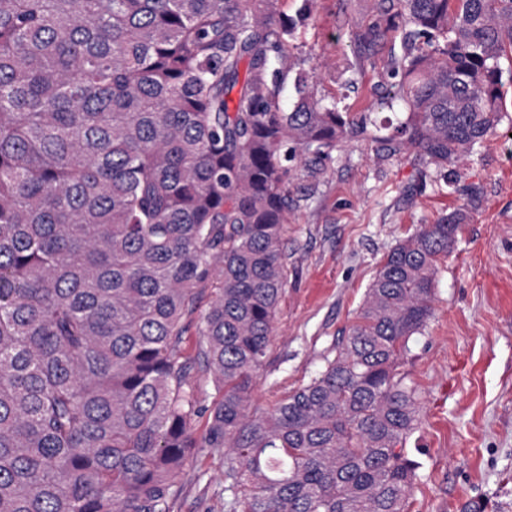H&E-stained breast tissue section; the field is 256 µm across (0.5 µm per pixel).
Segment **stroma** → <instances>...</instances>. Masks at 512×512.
<instances>
[{"instance_id": "stroma-1", "label": "stroma", "mask_w": 512, "mask_h": 512, "mask_svg": "<svg viewBox=\"0 0 512 512\" xmlns=\"http://www.w3.org/2000/svg\"><path fill=\"white\" fill-rule=\"evenodd\" d=\"M317 21L298 38L317 69L318 94L345 97L370 113L368 136L344 143L316 177L294 182L283 226L287 285L266 364L254 391L273 406L306 383L348 333L385 254L423 224L463 210L452 252L434 278L433 313L410 341L399 370L419 389V421L406 446L420 467L407 512H460L487 498V512H512V60H503L504 118L482 147L454 165V186L410 148L375 150L389 111L379 106L394 51L384 40L357 64L350 33L376 25L372 0H314ZM354 88H346V80ZM211 301L185 320L180 345L202 405L213 397L198 334ZM172 512H224V452L197 451L178 479Z\"/></svg>"}]
</instances>
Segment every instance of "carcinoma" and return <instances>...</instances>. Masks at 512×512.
<instances>
[{"label": "carcinoma", "mask_w": 512, "mask_h": 512, "mask_svg": "<svg viewBox=\"0 0 512 512\" xmlns=\"http://www.w3.org/2000/svg\"><path fill=\"white\" fill-rule=\"evenodd\" d=\"M279 2L0 0V512H171L197 448L224 449V512H406L420 393L398 367L464 215L392 247L336 354L255 404L288 184L370 122L294 60L314 0ZM374 2L355 57L399 41L405 114L375 143L449 186L501 122L512 0ZM206 285L204 407L179 348Z\"/></svg>", "instance_id": "obj_1"}]
</instances>
